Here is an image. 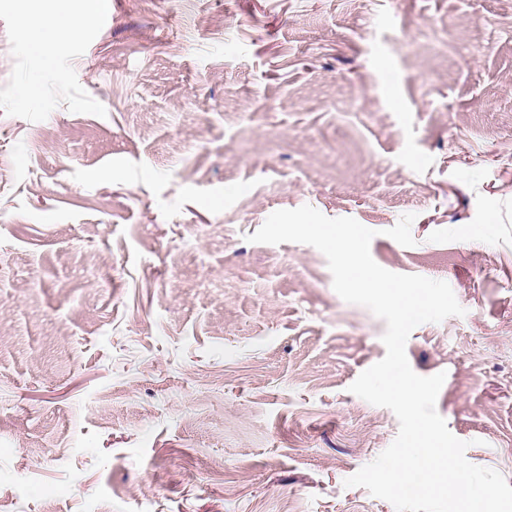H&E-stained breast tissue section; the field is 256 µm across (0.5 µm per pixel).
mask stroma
<instances>
[{
	"mask_svg": "<svg viewBox=\"0 0 512 512\" xmlns=\"http://www.w3.org/2000/svg\"><path fill=\"white\" fill-rule=\"evenodd\" d=\"M35 3L0 0V512H395L344 484L399 430L349 391L384 321L247 240L303 205L451 286L406 355L512 484V0H105L63 81Z\"/></svg>",
	"mask_w": 512,
	"mask_h": 512,
	"instance_id": "stroma-1",
	"label": "stroma"
}]
</instances>
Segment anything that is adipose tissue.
Instances as JSON below:
<instances>
[{
    "label": "adipose tissue",
    "mask_w": 512,
    "mask_h": 512,
    "mask_svg": "<svg viewBox=\"0 0 512 512\" xmlns=\"http://www.w3.org/2000/svg\"><path fill=\"white\" fill-rule=\"evenodd\" d=\"M100 6L101 0H49L52 23H44L39 16L33 14L22 16L21 25L26 34L25 45L29 51L42 54L43 69L56 70L58 58L67 49L66 36L74 37L79 34L76 13L93 14Z\"/></svg>",
    "instance_id": "adipose-tissue-1"
}]
</instances>
